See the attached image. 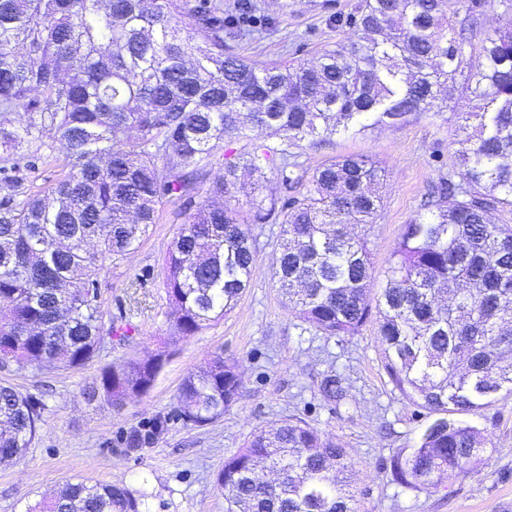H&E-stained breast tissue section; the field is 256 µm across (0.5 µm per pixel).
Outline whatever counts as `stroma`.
Instances as JSON below:
<instances>
[{"label": "stroma", "mask_w": 512, "mask_h": 512, "mask_svg": "<svg viewBox=\"0 0 512 512\" xmlns=\"http://www.w3.org/2000/svg\"><path fill=\"white\" fill-rule=\"evenodd\" d=\"M256 22L236 52L251 63L303 60L344 42L346 16L361 0H252ZM471 94L457 84L446 108L373 126L303 150L314 169L331 157L361 156L385 174L383 204L374 223L358 226L370 250L375 286L405 224L420 211L430 185L455 171L452 141ZM185 215L162 206L135 252L92 268L108 318L134 328L126 343L109 341L78 368L38 372L0 369V381L32 394L42 420L23 461L0 465V512H29L66 483L122 484L144 495L145 512H224L217 472L257 429L287 416L303 418L323 439L346 448L359 512H512V394L469 415L492 450L486 466L451 475L439 487L411 490L392 479L390 460L414 447L436 416L394 390L382 367L376 322L342 338L316 333L285 305L273 278L281 242L277 224L251 227L256 262L249 287L223 319L173 339L174 312L163 285L167 252ZM162 354L152 387L120 406L88 400L104 368ZM236 361L241 395L218 422L198 428L178 416L188 373L215 355ZM342 394L323 390L328 375Z\"/></svg>", "instance_id": "1"}]
</instances>
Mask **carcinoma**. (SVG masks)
Masks as SVG:
<instances>
[{
	"instance_id": "obj_1",
	"label": "carcinoma",
	"mask_w": 512,
	"mask_h": 512,
	"mask_svg": "<svg viewBox=\"0 0 512 512\" xmlns=\"http://www.w3.org/2000/svg\"><path fill=\"white\" fill-rule=\"evenodd\" d=\"M489 0H363L346 41L298 63L246 62L242 36L224 26L221 0H0V367L40 371L84 365L105 337L133 329L105 322L89 269L120 260L182 203L185 222L165 262L164 288L184 338L224 317L249 286L250 225L240 222L241 178L273 169L280 198L246 201L257 224H279L273 276L298 317L328 337L378 322L383 369L402 398L431 412L477 413L512 392V4L506 26L481 42L483 63L464 72ZM474 111L460 114V168L431 187L406 225L386 284L367 300L372 264L363 237L382 170L355 156L307 173L301 149L369 124L437 112L457 76ZM478 134H467L470 123ZM267 129L280 142L260 140ZM252 148L225 158L224 142ZM65 145V172L50 198L22 190L24 168ZM162 355L107 368L88 400L117 405L147 392ZM235 364L221 355L189 373L180 416L210 425L238 399ZM41 421L39 401L0 384V465L20 463ZM487 439L466 421L440 418L393 456L392 480L415 490L489 461ZM346 450L300 417L252 434L224 459L215 487L224 512H357ZM120 484L69 483L40 512H142Z\"/></svg>"
}]
</instances>
